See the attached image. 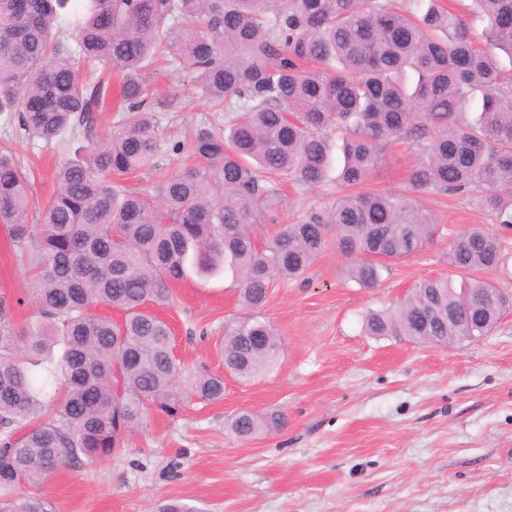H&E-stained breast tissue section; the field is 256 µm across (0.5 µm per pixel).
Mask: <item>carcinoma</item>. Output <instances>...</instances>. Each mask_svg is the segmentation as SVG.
Returning <instances> with one entry per match:
<instances>
[{"label":"carcinoma","mask_w":512,"mask_h":512,"mask_svg":"<svg viewBox=\"0 0 512 512\" xmlns=\"http://www.w3.org/2000/svg\"><path fill=\"white\" fill-rule=\"evenodd\" d=\"M472 2L487 20L482 45L442 0L405 11L386 0H0V113L18 115L25 138L93 127L111 94L94 75L99 63L121 70L129 114L105 144L80 146L58 168L37 224L29 173L0 153V229L33 274L40 317L35 329L17 323L23 299L0 289V512H53L13 491L82 456L111 457L153 410L174 419L189 397L224 396L223 378L174 354L170 326L153 312L170 304L169 281L231 275L249 313L226 329L224 367L250 381L279 355L262 316L269 288L302 276L329 237L361 288L431 243L438 225L410 196L356 190L386 144L415 142L412 192L475 195L512 225V78L494 53L512 56V0ZM171 45L216 111L237 116L222 133L198 130L193 164L159 176L152 193L126 192L112 176L154 165L152 113L166 101L143 73ZM333 172L329 208L259 238L280 182L312 187ZM450 258L485 273L504 261L499 237L480 225L454 237ZM101 305L121 321L95 314ZM510 310L512 294L489 280L458 290L441 277L369 314L365 328L448 344L486 335ZM52 383L58 400L46 418ZM280 425L278 414L248 410L230 421L242 439Z\"/></svg>","instance_id":"carcinoma-1"}]
</instances>
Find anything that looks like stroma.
I'll use <instances>...</instances> for the list:
<instances>
[{
    "instance_id": "stroma-1",
    "label": "stroma",
    "mask_w": 512,
    "mask_h": 512,
    "mask_svg": "<svg viewBox=\"0 0 512 512\" xmlns=\"http://www.w3.org/2000/svg\"><path fill=\"white\" fill-rule=\"evenodd\" d=\"M145 78L170 102L154 114L156 171L178 170L186 154L177 143L201 127L222 130L227 115L210 109L186 70ZM76 145L69 135L26 141L0 114V149L31 173V215L52 197L56 170ZM413 159L412 141L388 144L367 190L406 191ZM156 171L127 188L151 189ZM334 196L330 186L289 182L259 231L271 235ZM418 201L439 234L393 261L376 287L349 279L332 241L302 278L272 285L262 313L281 335L279 364L250 382L225 373L220 354L226 327L245 313L230 279L191 274L172 283L158 315L184 363L223 376V399L188 400L175 419L151 412L108 461L66 462L18 496L44 498L55 512H157L170 501L192 512H512V312L481 339L444 346L371 336L363 325L368 311L396 305L424 280L474 279L451 265V240L476 224L497 228L470 197L422 193ZM0 285L23 299L17 321L34 324L33 282L1 231ZM245 409L281 413L284 424L241 440L228 421Z\"/></svg>"
}]
</instances>
